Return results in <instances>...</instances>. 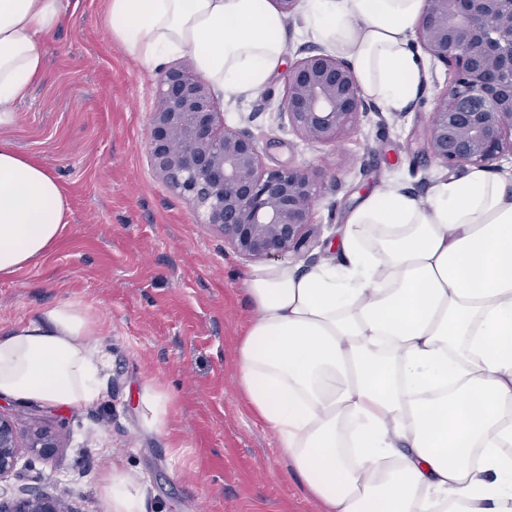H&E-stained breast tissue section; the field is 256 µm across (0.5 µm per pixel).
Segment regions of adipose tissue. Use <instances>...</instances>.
I'll list each match as a JSON object with an SVG mask.
<instances>
[{
  "label": "adipose tissue",
  "instance_id": "1",
  "mask_svg": "<svg viewBox=\"0 0 512 512\" xmlns=\"http://www.w3.org/2000/svg\"><path fill=\"white\" fill-rule=\"evenodd\" d=\"M424 0H304L305 32L351 62L391 112L419 94L410 37ZM64 0H0V130L44 75ZM142 68L190 55L214 90L263 93L286 64L270 0H108ZM68 222L56 179L0 146V276L46 254ZM337 262L250 270L237 383L322 512H512V178L472 166L426 196L391 182L350 209ZM86 309L62 302L0 335V397L98 396ZM110 512H142L112 469Z\"/></svg>",
  "mask_w": 512,
  "mask_h": 512
}]
</instances>
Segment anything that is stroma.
I'll use <instances>...</instances> for the list:
<instances>
[{"instance_id":"stroma-1","label":"stroma","mask_w":512,"mask_h":512,"mask_svg":"<svg viewBox=\"0 0 512 512\" xmlns=\"http://www.w3.org/2000/svg\"><path fill=\"white\" fill-rule=\"evenodd\" d=\"M106 3L70 0L42 42L43 80L19 103L18 122L0 130L1 144L56 177L70 209L53 249L0 278V333L73 301L97 321L103 360L91 404L0 398L20 434L47 428L61 440L49 458L22 453L0 495L31 490L65 512H108L103 484L115 466L134 476L143 512H320L236 390L237 339L251 316L243 278L257 262L199 223L152 171L160 75L112 40ZM452 77L427 67L405 111L369 112L327 145L302 140L283 117L286 74L257 96H218L226 124L254 136L264 168H301L323 183L311 248L297 265L335 258L344 215L390 179L423 196L455 177L426 151L435 98ZM148 382L172 398L160 428L140 402Z\"/></svg>"}]
</instances>
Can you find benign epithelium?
<instances>
[{
	"label": "benign epithelium",
	"instance_id": "7a95c632",
	"mask_svg": "<svg viewBox=\"0 0 512 512\" xmlns=\"http://www.w3.org/2000/svg\"><path fill=\"white\" fill-rule=\"evenodd\" d=\"M417 39L453 71L432 112L428 153L445 168L497 170L512 157V0H425ZM371 109L350 62L319 51L291 65L282 111L303 140L332 143ZM148 158L165 185L240 255L298 257L308 247L322 183L298 168H263L254 137L224 122L210 84L189 61L158 81ZM56 447L46 432L23 439L0 414V481L22 449L48 455ZM0 512L61 510L53 499L26 493L0 500Z\"/></svg>",
	"mask_w": 512,
	"mask_h": 512
}]
</instances>
